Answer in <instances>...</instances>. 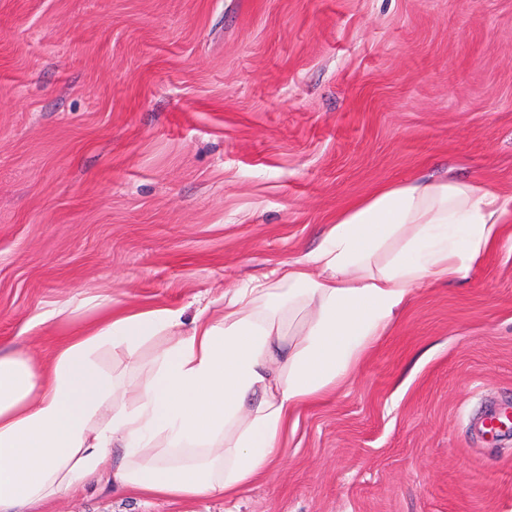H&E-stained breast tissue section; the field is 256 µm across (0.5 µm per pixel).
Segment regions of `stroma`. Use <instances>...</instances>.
Instances as JSON below:
<instances>
[{
  "label": "stroma",
  "mask_w": 512,
  "mask_h": 512,
  "mask_svg": "<svg viewBox=\"0 0 512 512\" xmlns=\"http://www.w3.org/2000/svg\"><path fill=\"white\" fill-rule=\"evenodd\" d=\"M512 198V0H0V346L82 295L182 309L419 173ZM512 223L416 287L241 496L84 484L47 512H512Z\"/></svg>",
  "instance_id": "stroma-1"
}]
</instances>
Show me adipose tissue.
<instances>
[{"label": "adipose tissue", "mask_w": 512, "mask_h": 512, "mask_svg": "<svg viewBox=\"0 0 512 512\" xmlns=\"http://www.w3.org/2000/svg\"><path fill=\"white\" fill-rule=\"evenodd\" d=\"M511 214L492 189L420 174L344 207L316 249L234 289L222 315L109 308L49 355L0 347V512H45L93 481L174 501L241 495L282 462L294 413L358 371L415 287L465 280ZM159 334L166 346L141 367ZM106 351L123 368H105Z\"/></svg>", "instance_id": "1"}]
</instances>
